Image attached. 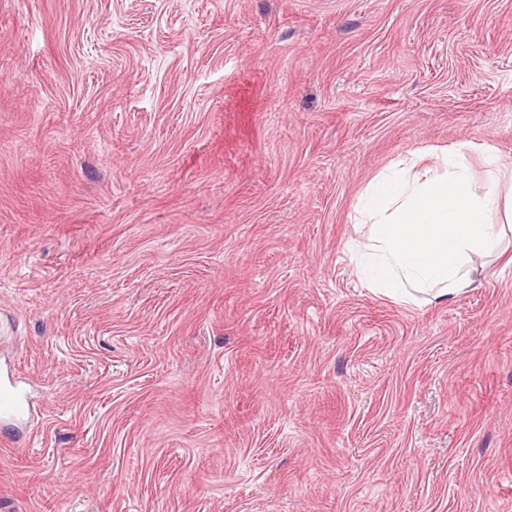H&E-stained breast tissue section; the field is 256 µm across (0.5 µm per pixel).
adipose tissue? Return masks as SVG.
Here are the masks:
<instances>
[{
  "label": "adipose tissue",
  "mask_w": 512,
  "mask_h": 512,
  "mask_svg": "<svg viewBox=\"0 0 512 512\" xmlns=\"http://www.w3.org/2000/svg\"><path fill=\"white\" fill-rule=\"evenodd\" d=\"M498 203L494 193L474 190L461 152H442L420 169L398 164L377 176L357 205L368 228L366 241L353 248L359 279L406 305L461 295L473 284V257L500 242L487 222Z\"/></svg>",
  "instance_id": "1"
}]
</instances>
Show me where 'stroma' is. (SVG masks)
Here are the masks:
<instances>
[{
  "label": "stroma",
  "mask_w": 512,
  "mask_h": 512,
  "mask_svg": "<svg viewBox=\"0 0 512 512\" xmlns=\"http://www.w3.org/2000/svg\"><path fill=\"white\" fill-rule=\"evenodd\" d=\"M512 198V0H0V512H512V216L357 278L415 154ZM424 157L400 162L367 187L356 211L368 238L352 254L367 288L413 306L464 293L473 256L493 252L501 238L487 223L499 199L474 190L465 155L446 150L416 171ZM28 410L25 394L14 381L0 380V418L20 420Z\"/></svg>",
  "instance_id": "1"
}]
</instances>
